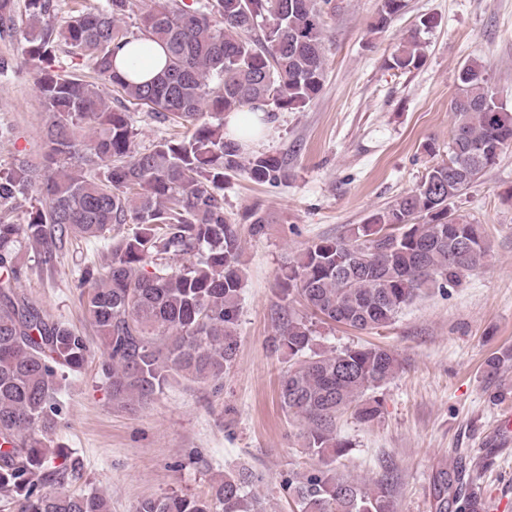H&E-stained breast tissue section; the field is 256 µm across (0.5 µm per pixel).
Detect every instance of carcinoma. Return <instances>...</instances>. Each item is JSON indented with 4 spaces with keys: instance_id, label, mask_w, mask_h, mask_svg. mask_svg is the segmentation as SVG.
Wrapping results in <instances>:
<instances>
[{
    "instance_id": "obj_1",
    "label": "carcinoma",
    "mask_w": 512,
    "mask_h": 512,
    "mask_svg": "<svg viewBox=\"0 0 512 512\" xmlns=\"http://www.w3.org/2000/svg\"><path fill=\"white\" fill-rule=\"evenodd\" d=\"M332 0H105L61 15L59 0H25L24 61L33 67L44 112V153L0 168V500L16 512H110L106 495L59 490L74 476L68 457L50 446L61 426L59 399L68 377L91 354L86 336L47 319L20 293L27 273L22 251L39 250L49 265L68 239L104 241L110 261L80 269V307L102 351L101 374L112 402L146 405L183 378L220 388L239 352L244 272L236 223L224 212V183L243 175L276 187L288 180L284 159L244 155L224 137V116L260 108L270 119L309 105L326 69L324 15ZM406 7L380 0L373 27L383 29ZM13 0H0V40L16 32ZM260 35H255V32ZM136 43L161 46L162 68L138 82L117 73L115 59ZM86 67L94 81L69 72L61 56ZM417 35L400 42L390 68L422 64ZM455 125L448 160L428 168L419 186L372 214L347 235L312 241L279 276L282 299H299L311 317L283 314L271 347L288 358L281 407L307 423L302 453L314 461L284 480L297 512H396L388 475L358 483L336 472L348 442L336 415L375 420L372 393L402 369L399 356L375 344L318 347L316 322L371 333L392 324L426 290L454 285L484 266L486 228L459 214L441 224L448 200L497 164L512 144V113L476 58L458 69ZM187 128L183 136L137 148L130 113L112 106L99 86ZM34 189L38 204L23 224L10 204ZM423 219L413 224L415 218ZM243 220L254 234L269 215ZM135 224L130 237L111 236ZM250 470L227 473L207 499L147 498L137 512H266L249 490ZM474 477L459 466L435 474V512H479L483 502L462 491Z\"/></svg>"
}]
</instances>
